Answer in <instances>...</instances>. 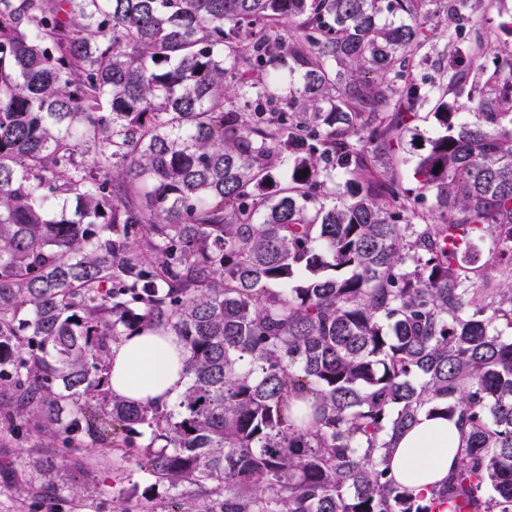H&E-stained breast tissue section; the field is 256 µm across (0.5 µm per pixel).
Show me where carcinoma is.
<instances>
[{"label":"carcinoma","mask_w":512,"mask_h":512,"mask_svg":"<svg viewBox=\"0 0 512 512\" xmlns=\"http://www.w3.org/2000/svg\"><path fill=\"white\" fill-rule=\"evenodd\" d=\"M466 9L486 22L484 0H0V431L153 480L116 512H512V58L448 30L435 137L407 74L428 17ZM147 330L187 383L128 404L112 344ZM423 411L464 449L414 492L389 456ZM33 468L41 512L78 497ZM471 80L454 87L449 97L455 100L462 120L475 123L478 121V114L473 100L474 92Z\"/></svg>","instance_id":"cac0c4a2"}]
</instances>
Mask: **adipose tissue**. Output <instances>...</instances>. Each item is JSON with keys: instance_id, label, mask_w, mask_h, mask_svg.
<instances>
[{"instance_id": "adipose-tissue-1", "label": "adipose tissue", "mask_w": 512, "mask_h": 512, "mask_svg": "<svg viewBox=\"0 0 512 512\" xmlns=\"http://www.w3.org/2000/svg\"><path fill=\"white\" fill-rule=\"evenodd\" d=\"M186 382L185 351L177 336L144 333L112 346L110 388L130 403L169 401ZM458 421L420 415L418 423L396 440L392 468L413 490L442 482L461 457Z\"/></svg>"}]
</instances>
